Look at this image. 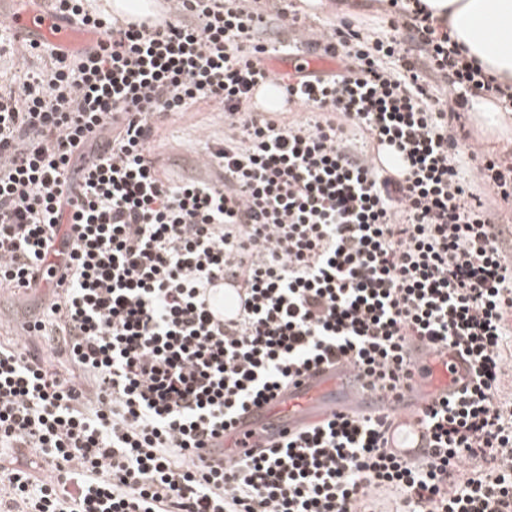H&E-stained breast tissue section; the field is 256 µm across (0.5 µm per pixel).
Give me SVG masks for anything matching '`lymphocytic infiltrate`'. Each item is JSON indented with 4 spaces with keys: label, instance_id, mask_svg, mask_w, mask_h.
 Instances as JSON below:
<instances>
[{
    "label": "lymphocytic infiltrate",
    "instance_id": "lymphocytic-infiltrate-1",
    "mask_svg": "<svg viewBox=\"0 0 512 512\" xmlns=\"http://www.w3.org/2000/svg\"><path fill=\"white\" fill-rule=\"evenodd\" d=\"M389 31L348 18L290 29L339 61L284 91L310 119L249 109L274 47L252 0H169L153 30L97 0H54L100 33L48 68L0 85V287L57 276L43 349L0 344V512H512V406L497 399L512 335V248L482 199L512 164L464 149L471 98L512 112L423 0H389ZM212 102L231 135L207 163L224 176L173 184L153 158L154 120ZM370 137L358 150L352 130ZM67 262L47 268L56 249ZM223 275L250 303L230 326L204 296ZM420 345L450 347L473 376L421 412L429 458L387 451L389 415L336 414L239 460L206 442L294 376L343 364L407 388Z\"/></svg>",
    "mask_w": 512,
    "mask_h": 512
}]
</instances>
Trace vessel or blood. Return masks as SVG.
Returning <instances> with one entry per match:
<instances>
[{"label":"vessel or blood","mask_w":512,"mask_h":512,"mask_svg":"<svg viewBox=\"0 0 512 512\" xmlns=\"http://www.w3.org/2000/svg\"><path fill=\"white\" fill-rule=\"evenodd\" d=\"M9 24L17 36L40 35L48 44L64 49H82L94 45L98 37L60 22L47 7L12 10ZM332 70L333 58L298 51L273 61L277 77L294 74L298 68ZM245 290L231 278H218L208 309L213 319L235 321ZM419 373L402 395L367 390L356 372L348 367L323 366L291 382L287 390L269 404L241 416L235 429L224 435L215 447L225 459L242 458L247 448L264 447L296 433L335 413L351 410L385 409L394 423L389 432V451L396 457L413 461L423 458L431 446L429 431L421 422L420 411L441 394L462 388L471 378L470 362L454 349L433 350L420 347L416 354Z\"/></svg>","instance_id":"obj_1"}]
</instances>
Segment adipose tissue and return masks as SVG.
<instances>
[{
	"mask_svg": "<svg viewBox=\"0 0 512 512\" xmlns=\"http://www.w3.org/2000/svg\"><path fill=\"white\" fill-rule=\"evenodd\" d=\"M432 16L447 26L485 72L512 83V0H426Z\"/></svg>",
	"mask_w": 512,
	"mask_h": 512,
	"instance_id": "adipose-tissue-1",
	"label": "adipose tissue"
}]
</instances>
